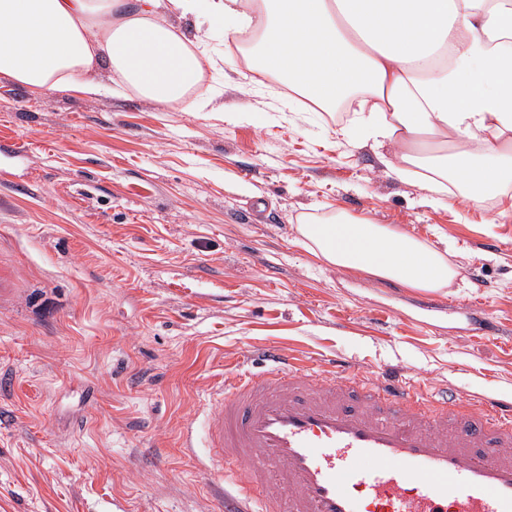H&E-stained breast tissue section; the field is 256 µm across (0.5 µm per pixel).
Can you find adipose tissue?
Returning <instances> with one entry per match:
<instances>
[{"instance_id":"ef3b65f1","label":"adipose tissue","mask_w":512,"mask_h":512,"mask_svg":"<svg viewBox=\"0 0 512 512\" xmlns=\"http://www.w3.org/2000/svg\"><path fill=\"white\" fill-rule=\"evenodd\" d=\"M197 18L193 36L171 15ZM248 37V74L311 104L354 102L355 132L390 141L471 206L512 187V0H0V75L32 92L110 98L134 90L160 107L208 111L205 47ZM315 254L424 291L448 287V255L337 211L299 225Z\"/></svg>"}]
</instances>
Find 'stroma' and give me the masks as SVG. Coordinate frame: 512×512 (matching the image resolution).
I'll list each match as a JSON object with an SVG mask.
<instances>
[{
    "label": "stroma",
    "mask_w": 512,
    "mask_h": 512,
    "mask_svg": "<svg viewBox=\"0 0 512 512\" xmlns=\"http://www.w3.org/2000/svg\"><path fill=\"white\" fill-rule=\"evenodd\" d=\"M210 111L32 92L0 76V512H220L202 472L207 393L250 351L394 368L512 399V211L430 200L356 142L352 110L293 105L256 87L234 41L213 40ZM345 210L448 250L427 292L318 260L297 230ZM491 316L493 334L477 329Z\"/></svg>",
    "instance_id": "35a3bbf8"
}]
</instances>
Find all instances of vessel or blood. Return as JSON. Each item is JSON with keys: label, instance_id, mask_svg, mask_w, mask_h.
Listing matches in <instances>:
<instances>
[{"label": "vessel or blood", "instance_id": "obj_1", "mask_svg": "<svg viewBox=\"0 0 512 512\" xmlns=\"http://www.w3.org/2000/svg\"><path fill=\"white\" fill-rule=\"evenodd\" d=\"M208 395L224 512H512V402L366 380L348 361L264 349Z\"/></svg>", "mask_w": 512, "mask_h": 512}]
</instances>
